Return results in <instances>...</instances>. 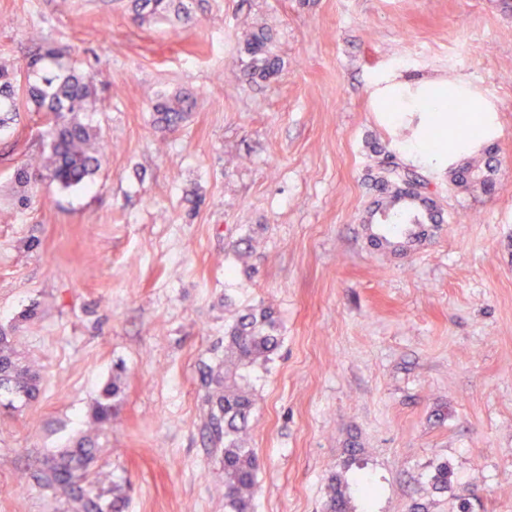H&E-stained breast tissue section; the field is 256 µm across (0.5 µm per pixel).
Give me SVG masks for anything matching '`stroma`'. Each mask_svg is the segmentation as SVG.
I'll list each match as a JSON object with an SVG mask.
<instances>
[{
  "mask_svg": "<svg viewBox=\"0 0 512 512\" xmlns=\"http://www.w3.org/2000/svg\"><path fill=\"white\" fill-rule=\"evenodd\" d=\"M185 4L194 24L136 23L129 0H0V65L53 45L94 76L101 103L78 118L103 154L88 184L22 187L45 128L28 111L0 128V328L42 374L37 400L0 412V512H70L20 475L89 433L114 379L102 488L127 483L124 512H224L202 375L225 326L263 309L281 345L252 379L255 512H322L333 477L353 512H512V8ZM248 28L270 34L271 78L247 76ZM393 73L466 84L498 122L482 146L494 192L423 166L442 222L404 254L365 227L370 143L408 165L419 131L417 113L393 122L374 103ZM180 92L195 99L182 126L154 124L153 102ZM117 394L118 385L113 381L112 385L103 389L101 399L95 403L92 411V421L96 431L101 432L108 427H112V417L115 413V404H112V399H115Z\"/></svg>",
  "mask_w": 512,
  "mask_h": 512,
  "instance_id": "stroma-1",
  "label": "stroma"
}]
</instances>
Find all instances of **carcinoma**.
<instances>
[{
    "mask_svg": "<svg viewBox=\"0 0 512 512\" xmlns=\"http://www.w3.org/2000/svg\"><path fill=\"white\" fill-rule=\"evenodd\" d=\"M133 3V20L143 23L167 13L172 0H133ZM243 42L250 57L249 75L266 79L278 71V59L269 49V38L264 32L246 31ZM63 59L62 50L48 46L22 67L0 66V112L19 111L18 100L23 95L26 103L33 105V111L49 116L47 156L41 164H26L15 172V179L26 186L45 175L70 188L89 180L100 166L96 134L76 117L79 112L97 107L92 79L72 70L61 79L46 77L40 85L28 81L30 74L44 62L51 61L61 67ZM191 106L192 99L187 95L160 97L154 104L155 122L174 130L185 121ZM493 172L487 159L457 165L449 170V176L456 186H478L490 192L494 188ZM415 183H426L417 167L394 162L390 155L380 161V172L374 180L378 210L389 225L396 228L412 225L408 229L410 242L420 237L418 228L436 222L437 217L436 205L429 197L415 204L404 201ZM272 329V315L266 310L238 317L224 333V358L205 372L206 428L215 442L224 444L225 512H254L260 463L254 450L244 446L255 406L248 370L267 361L278 348L280 339L272 334ZM40 387V373L22 362L13 337L0 329V405L13 409L18 402L26 405L38 397ZM117 394L115 382L103 389L92 411L95 430L112 427L115 411L112 399ZM96 456L95 441L84 436L46 458L36 470L35 479L45 489L62 492L73 512H122L125 506L122 488L112 489V502L105 506L102 493L88 480ZM323 509L324 512H352L349 497L334 477Z\"/></svg>",
    "mask_w": 512,
    "mask_h": 512,
    "instance_id": "carcinoma-1",
    "label": "carcinoma"
}]
</instances>
